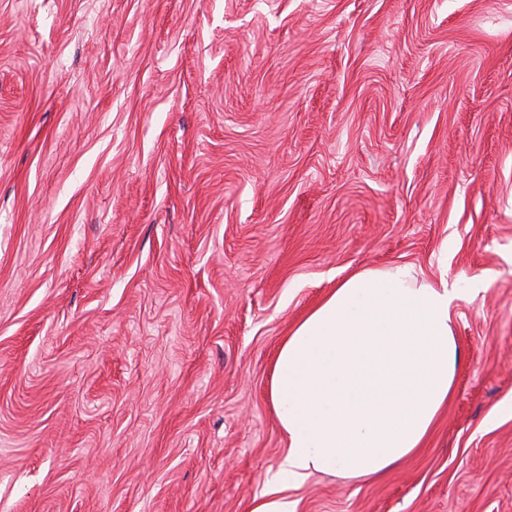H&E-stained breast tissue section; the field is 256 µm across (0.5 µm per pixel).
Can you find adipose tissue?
Returning a JSON list of instances; mask_svg holds the SVG:
<instances>
[{
    "mask_svg": "<svg viewBox=\"0 0 512 512\" xmlns=\"http://www.w3.org/2000/svg\"><path fill=\"white\" fill-rule=\"evenodd\" d=\"M469 289L413 265L351 273L281 342L268 397L288 444L253 512H292L314 473L370 478L422 447L451 394Z\"/></svg>",
    "mask_w": 512,
    "mask_h": 512,
    "instance_id": "obj_1",
    "label": "adipose tissue"
}]
</instances>
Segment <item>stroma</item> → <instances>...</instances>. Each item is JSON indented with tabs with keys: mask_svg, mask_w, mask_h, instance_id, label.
<instances>
[{
	"mask_svg": "<svg viewBox=\"0 0 512 512\" xmlns=\"http://www.w3.org/2000/svg\"><path fill=\"white\" fill-rule=\"evenodd\" d=\"M483 281L422 448L294 512H512V0H0V512H252L288 330Z\"/></svg>",
	"mask_w": 512,
	"mask_h": 512,
	"instance_id": "1",
	"label": "stroma"
}]
</instances>
